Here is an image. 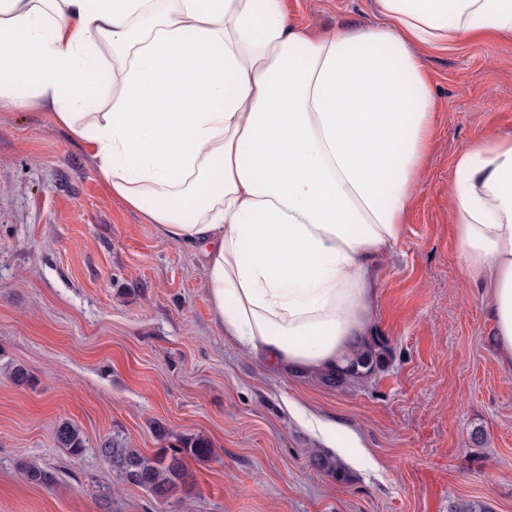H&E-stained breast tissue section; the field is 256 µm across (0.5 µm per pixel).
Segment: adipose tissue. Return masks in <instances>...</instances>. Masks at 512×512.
Masks as SVG:
<instances>
[{"label": "adipose tissue", "mask_w": 512, "mask_h": 512, "mask_svg": "<svg viewBox=\"0 0 512 512\" xmlns=\"http://www.w3.org/2000/svg\"><path fill=\"white\" fill-rule=\"evenodd\" d=\"M316 33L283 0H0V101L51 110L114 196L199 253L225 336L320 375L368 336L437 110L415 47L512 37V0H377ZM465 272L512 367V134L453 162Z\"/></svg>", "instance_id": "obj_1"}]
</instances>
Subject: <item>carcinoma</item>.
<instances>
[{
    "mask_svg": "<svg viewBox=\"0 0 512 512\" xmlns=\"http://www.w3.org/2000/svg\"><path fill=\"white\" fill-rule=\"evenodd\" d=\"M389 352V344L379 336H369L354 350L349 365L326 373L320 381L327 386L342 387L363 380L379 369ZM56 441L61 448L78 456L86 448L81 431L73 424L64 421L58 424ZM98 452L111 465L112 472L120 481L147 491L155 500L165 501L173 496L183 482L186 473V460L205 459L211 455L208 441L199 436L184 438L172 448H159L147 456L136 448L129 447L118 434L107 436L99 441ZM26 479L32 483L49 486L55 482V475L34 464L21 465Z\"/></svg>",
    "mask_w": 512,
    "mask_h": 512,
    "instance_id": "cac0c4a2",
    "label": "carcinoma"
}]
</instances>
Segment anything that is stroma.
<instances>
[{"label": "stroma", "mask_w": 512, "mask_h": 512, "mask_svg": "<svg viewBox=\"0 0 512 512\" xmlns=\"http://www.w3.org/2000/svg\"><path fill=\"white\" fill-rule=\"evenodd\" d=\"M298 26H368L376 0H283ZM421 57L439 104L401 236L377 277L375 335L392 355L340 388L261 366L217 327L199 256L113 197L87 144L50 111L0 107V512H512V368L484 292L461 268L453 159L512 131V39ZM31 386L15 385L14 365ZM336 425V477L300 418ZM78 426L81 455L58 447ZM201 436L168 502L99 454ZM356 436L358 447L348 445ZM56 474L30 483L20 465ZM55 438L59 447L66 448L74 456L82 454L86 448V441L81 431L67 421L58 424Z\"/></svg>", "instance_id": "stroma-1"}]
</instances>
